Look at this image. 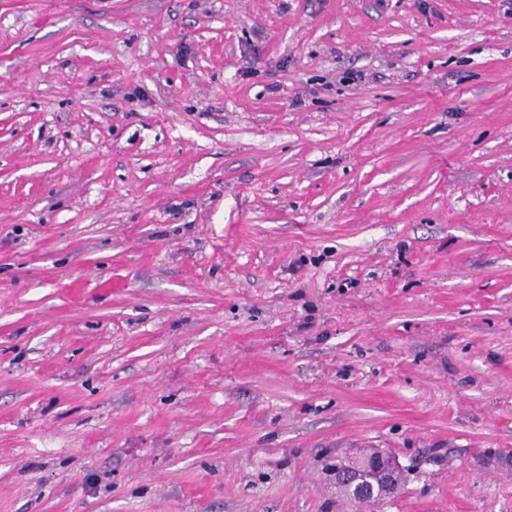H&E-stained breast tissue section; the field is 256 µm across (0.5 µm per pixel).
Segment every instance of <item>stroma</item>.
Segmentation results:
<instances>
[{
    "label": "stroma",
    "mask_w": 512,
    "mask_h": 512,
    "mask_svg": "<svg viewBox=\"0 0 512 512\" xmlns=\"http://www.w3.org/2000/svg\"><path fill=\"white\" fill-rule=\"evenodd\" d=\"M0 512H512V0H0ZM402 466L391 454L375 451L350 460L349 467L344 471L332 473L336 485L344 487L349 497L357 502L366 501L368 494L371 500L388 498L399 488V473Z\"/></svg>",
    "instance_id": "obj_1"
}]
</instances>
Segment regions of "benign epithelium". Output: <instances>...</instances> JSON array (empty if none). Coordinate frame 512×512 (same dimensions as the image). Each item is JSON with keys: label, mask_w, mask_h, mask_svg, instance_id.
Masks as SVG:
<instances>
[{"label": "benign epithelium", "mask_w": 512, "mask_h": 512, "mask_svg": "<svg viewBox=\"0 0 512 512\" xmlns=\"http://www.w3.org/2000/svg\"><path fill=\"white\" fill-rule=\"evenodd\" d=\"M401 469L395 457L375 451L355 458L346 470L335 471L333 476L353 501L363 503L369 497L380 500L395 494Z\"/></svg>", "instance_id": "obj_1"}]
</instances>
